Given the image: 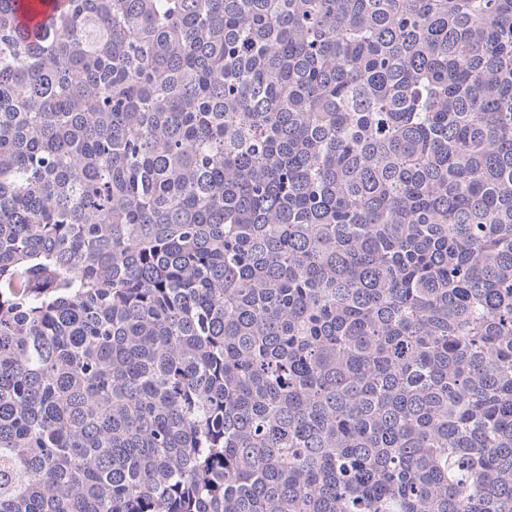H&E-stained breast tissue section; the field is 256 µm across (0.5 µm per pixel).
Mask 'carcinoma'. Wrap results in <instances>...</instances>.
<instances>
[{"label": "carcinoma", "mask_w": 512, "mask_h": 512, "mask_svg": "<svg viewBox=\"0 0 512 512\" xmlns=\"http://www.w3.org/2000/svg\"><path fill=\"white\" fill-rule=\"evenodd\" d=\"M0 0V512H512V0Z\"/></svg>", "instance_id": "1"}]
</instances>
